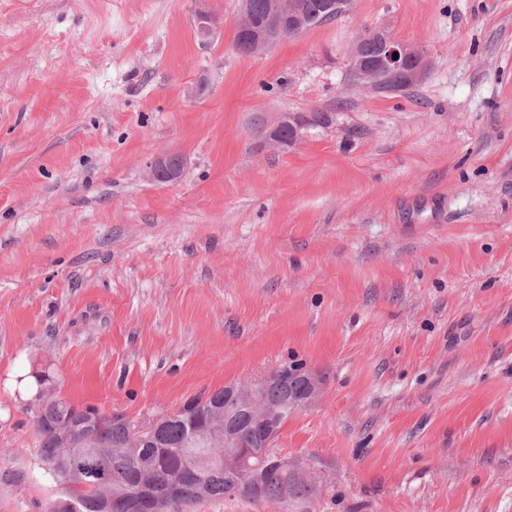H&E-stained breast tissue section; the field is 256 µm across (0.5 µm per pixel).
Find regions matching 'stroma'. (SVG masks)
<instances>
[{
  "label": "stroma",
  "mask_w": 512,
  "mask_h": 512,
  "mask_svg": "<svg viewBox=\"0 0 512 512\" xmlns=\"http://www.w3.org/2000/svg\"><path fill=\"white\" fill-rule=\"evenodd\" d=\"M241 5L0 0V467L27 474L0 512L62 495L39 376L142 424L293 361L322 391L274 448L321 475L309 512H512V0H352L251 57ZM368 28L425 49L421 83L349 82ZM332 123L331 113L327 112H282L271 124H263L262 131L265 138L261 139V145L272 150H286L293 147L308 136V130L313 125L328 126ZM284 127L288 128V139L279 135ZM261 131V138L263 132ZM187 160L183 155L165 152L159 153L147 166L148 176L165 183H178L184 173Z\"/></svg>",
  "instance_id": "stroma-1"
}]
</instances>
